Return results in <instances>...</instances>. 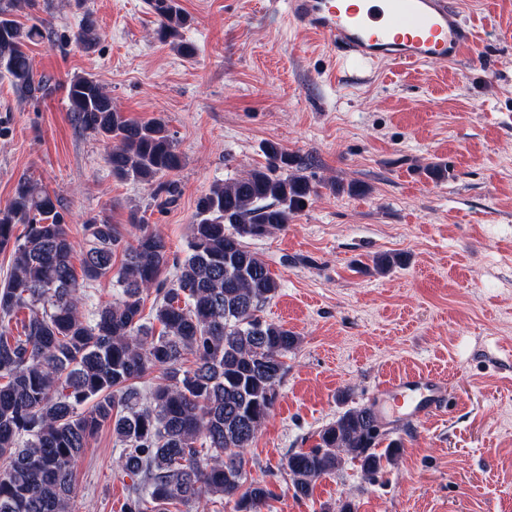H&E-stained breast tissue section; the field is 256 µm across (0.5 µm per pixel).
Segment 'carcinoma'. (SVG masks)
Segmentation results:
<instances>
[{
  "label": "carcinoma",
  "instance_id": "1",
  "mask_svg": "<svg viewBox=\"0 0 512 512\" xmlns=\"http://www.w3.org/2000/svg\"><path fill=\"white\" fill-rule=\"evenodd\" d=\"M148 2L158 39L192 56L179 41L188 19L177 0ZM23 3L35 0H0V68L38 99L51 87L34 78L26 48L48 32L38 19H16ZM72 41L94 47L93 22ZM67 98L76 124L110 145L112 175L151 182L181 167L163 119L128 118L88 76L70 81ZM264 154L263 167L217 182L198 199L184 260H171L149 225H137L129 241L98 216L84 224L80 277L58 198L19 179L0 207V251L12 253L0 285V512H72L76 461L106 424L120 448L115 467L132 481L124 512H170L175 502L224 496L236 498V512H261L273 496L261 482L245 484V453L278 400L284 358L299 337L261 315L279 284L247 240L284 228L313 189L301 162L279 145L266 144ZM18 224L25 232L17 236ZM110 274L112 300L92 302L88 289ZM152 291L156 305L146 317ZM21 314L15 336L11 324ZM154 373L159 382L142 394L137 383ZM379 427L371 407H351L311 448L290 454L295 496H308L349 459L376 475L402 448L393 440L376 452Z\"/></svg>",
  "mask_w": 512,
  "mask_h": 512
}]
</instances>
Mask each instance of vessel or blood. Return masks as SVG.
<instances>
[{
    "label": "vessel or blood",
    "instance_id": "1",
    "mask_svg": "<svg viewBox=\"0 0 512 512\" xmlns=\"http://www.w3.org/2000/svg\"><path fill=\"white\" fill-rule=\"evenodd\" d=\"M289 15L358 62L437 60L453 65L473 33L457 0H289ZM446 381L434 373H404L382 383L378 414L397 407L424 416L440 412Z\"/></svg>",
    "mask_w": 512,
    "mask_h": 512
}]
</instances>
